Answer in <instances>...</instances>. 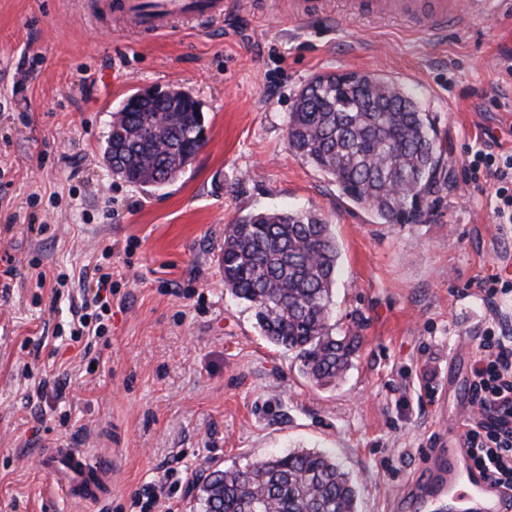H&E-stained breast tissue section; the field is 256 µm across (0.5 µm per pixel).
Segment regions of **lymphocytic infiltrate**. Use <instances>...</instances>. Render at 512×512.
I'll list each match as a JSON object with an SVG mask.
<instances>
[{"mask_svg":"<svg viewBox=\"0 0 512 512\" xmlns=\"http://www.w3.org/2000/svg\"><path fill=\"white\" fill-rule=\"evenodd\" d=\"M468 169L473 180H492L499 223H512V155L476 152ZM92 269L93 288L84 292L71 320L69 340L90 352L105 335L104 318L112 310L111 246ZM472 414L463 423L462 444L472 462L512 491V328L498 313L485 322L470 384Z\"/></svg>","mask_w":512,"mask_h":512,"instance_id":"lymphocytic-infiltrate-1","label":"lymphocytic infiltrate"}]
</instances>
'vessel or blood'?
<instances>
[{
  "instance_id": "1",
  "label": "vessel or blood",
  "mask_w": 512,
  "mask_h": 512,
  "mask_svg": "<svg viewBox=\"0 0 512 512\" xmlns=\"http://www.w3.org/2000/svg\"><path fill=\"white\" fill-rule=\"evenodd\" d=\"M120 15L137 27L155 33L168 32L181 20L224 18V0H116ZM372 9L383 16L422 19L425 29L442 32L463 18L448 0H373ZM41 465L51 471L62 495L84 503L101 500L112 484V455L103 451L90 457L86 451L65 444L43 455ZM402 512H512V495L496 486L485 472L474 467L464 448H433L423 474L397 498Z\"/></svg>"
}]
</instances>
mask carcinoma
I'll return each mask as SVG.
<instances>
[{
	"mask_svg": "<svg viewBox=\"0 0 512 512\" xmlns=\"http://www.w3.org/2000/svg\"><path fill=\"white\" fill-rule=\"evenodd\" d=\"M189 99L144 102L112 123V173L143 187L172 182L195 158L202 113ZM288 149L382 224H415L448 182L428 114L376 74L314 76L288 113ZM224 286L254 310L261 336L294 355L313 386L352 368L362 337L336 332V236L319 215L264 211L226 225ZM202 512H357L353 479L323 451L293 450L240 469L214 470Z\"/></svg>",
	"mask_w": 512,
	"mask_h": 512,
	"instance_id": "cac0c4a2",
	"label": "carcinoma"
}]
</instances>
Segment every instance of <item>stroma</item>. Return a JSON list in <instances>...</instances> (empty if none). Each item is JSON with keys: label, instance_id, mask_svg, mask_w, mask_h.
Wrapping results in <instances>:
<instances>
[{"label": "stroma", "instance_id": "stroma-1", "mask_svg": "<svg viewBox=\"0 0 512 512\" xmlns=\"http://www.w3.org/2000/svg\"><path fill=\"white\" fill-rule=\"evenodd\" d=\"M291 2L228 0L223 21L160 36L120 25L111 0H0V256L17 269L0 287V512H132L169 466L185 477L178 512H201L212 470L298 448L336 458L358 512H394L428 449L459 440L484 321L495 307L512 317V295L492 305L480 290L512 264V224L468 171L475 151L512 154V0L436 36L360 0L302 20ZM328 71L377 74L432 117L450 180L420 223H379L289 151L296 96ZM146 88L189 92L207 133L158 190L103 158L113 110ZM274 209L317 213L336 234V328L363 338L337 386H312L224 289L225 226ZM107 244L112 318L91 369L59 335L71 315L53 286L64 272L78 294ZM60 442L116 449L108 498L57 495L40 457Z\"/></svg>", "mask_w": 512, "mask_h": 512}]
</instances>
